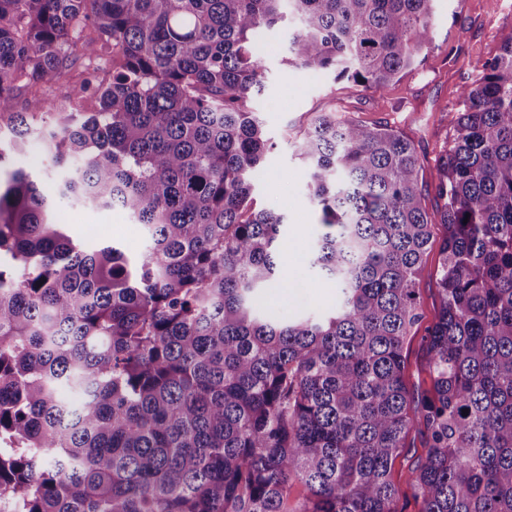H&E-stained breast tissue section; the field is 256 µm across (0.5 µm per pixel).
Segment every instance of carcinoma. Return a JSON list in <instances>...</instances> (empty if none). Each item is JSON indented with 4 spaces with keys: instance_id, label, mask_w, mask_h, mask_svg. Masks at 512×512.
<instances>
[{
    "instance_id": "cac0c4a2",
    "label": "carcinoma",
    "mask_w": 512,
    "mask_h": 512,
    "mask_svg": "<svg viewBox=\"0 0 512 512\" xmlns=\"http://www.w3.org/2000/svg\"><path fill=\"white\" fill-rule=\"evenodd\" d=\"M434 0H0V500L13 512H512V39L475 66L422 204L398 131L320 112L301 156L329 231L308 251L324 312L275 316L285 217L253 207L271 146L251 99L258 35L286 63L383 90L433 46ZM78 57L110 67L69 79ZM44 87L55 193L124 210L147 245L91 252L23 168L13 107ZM446 237L436 267L431 226ZM436 282L430 387L404 343ZM468 414H463V410ZM305 494L290 503L292 489ZM422 443V433L417 428L411 429L406 438V444L409 448H404L396 457L392 476L395 483L400 485L403 490L405 489V479L409 468L414 460L413 457L420 455L422 452Z\"/></svg>"
}]
</instances>
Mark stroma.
Wrapping results in <instances>:
<instances>
[{
    "mask_svg": "<svg viewBox=\"0 0 512 512\" xmlns=\"http://www.w3.org/2000/svg\"><path fill=\"white\" fill-rule=\"evenodd\" d=\"M433 22L435 46L423 53L419 68L381 91L286 65L287 29L267 35L266 72L252 109L274 147L254 182L253 201L256 208L283 214L287 221V238L278 256L287 285L272 291L275 310L289 311L302 302L319 310L334 300L331 288L320 281L306 258L321 226L308 199L307 166L298 142L317 113L334 106L343 117L398 129L413 142L420 158L423 203L427 210L436 209V160L453 132L462 107L461 91L480 77L475 62L497 54L512 37V0H435ZM56 210L66 234L89 248L113 245L130 256L144 248L141 225L132 223L121 208H88L61 200ZM416 288L422 319L403 348L412 387L427 381L423 336L439 306L434 281L421 280Z\"/></svg>",
    "mask_w": 512,
    "mask_h": 512,
    "instance_id": "obj_1",
    "label": "stroma"
}]
</instances>
